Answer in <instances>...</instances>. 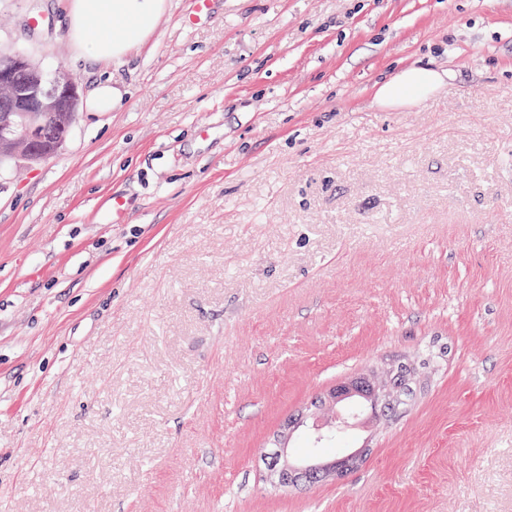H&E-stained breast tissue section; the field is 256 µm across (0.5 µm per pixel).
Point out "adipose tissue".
Masks as SVG:
<instances>
[{
  "label": "adipose tissue",
  "instance_id": "obj_1",
  "mask_svg": "<svg viewBox=\"0 0 512 512\" xmlns=\"http://www.w3.org/2000/svg\"><path fill=\"white\" fill-rule=\"evenodd\" d=\"M167 0H70L69 35L84 55L117 60L153 33ZM453 72L428 66L400 69L377 84L375 99L384 107L413 104L452 80Z\"/></svg>",
  "mask_w": 512,
  "mask_h": 512
}]
</instances>
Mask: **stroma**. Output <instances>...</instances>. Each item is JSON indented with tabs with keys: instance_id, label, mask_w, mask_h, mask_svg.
I'll return each instance as SVG.
<instances>
[{
	"instance_id": "stroma-1",
	"label": "stroma",
	"mask_w": 512,
	"mask_h": 512,
	"mask_svg": "<svg viewBox=\"0 0 512 512\" xmlns=\"http://www.w3.org/2000/svg\"><path fill=\"white\" fill-rule=\"evenodd\" d=\"M189 2L112 63L0 0V52L128 92L0 164V512H512V0ZM415 64L455 78L379 108ZM402 360L357 469L271 483L287 418ZM399 370L403 371L405 373V375H403V373H401L396 378L393 379V377ZM413 375H414V369L410 365L401 364V365H397L396 368L388 371L385 374L386 379H387V383H385V384L375 380V378H372L370 376L360 375L357 377H367L374 384L387 385V387L389 388V391L387 388V391L389 392V394H390V392H392V394L400 393V395H399L400 403L398 405V407H399L400 405L404 404V399L406 398V396L408 395V393L410 391V385L413 380ZM398 381H399V383H397Z\"/></svg>"
}]
</instances>
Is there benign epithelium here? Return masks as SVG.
Wrapping results in <instances>:
<instances>
[{
  "mask_svg": "<svg viewBox=\"0 0 512 512\" xmlns=\"http://www.w3.org/2000/svg\"><path fill=\"white\" fill-rule=\"evenodd\" d=\"M78 105V85L65 69L60 67L50 76L23 53L0 55V158L8 156L30 164L41 161L43 151L39 147V139L42 124L39 117L51 113L54 119L70 129ZM20 116L29 120L27 130L21 135L16 133ZM369 391L372 392L369 413L375 417L384 394L363 379L332 388L326 401L334 407L342 406L356 396H367ZM301 426L303 418L291 417L274 439L280 466L272 471V475L281 485L284 484V472L301 481H307L311 476H317L322 481L339 479L345 474L344 464L364 455L365 449L357 448L337 461L294 457L290 455L288 445Z\"/></svg>",
  "mask_w": 512,
  "mask_h": 512,
  "instance_id": "obj_1",
  "label": "benign epithelium"
}]
</instances>
